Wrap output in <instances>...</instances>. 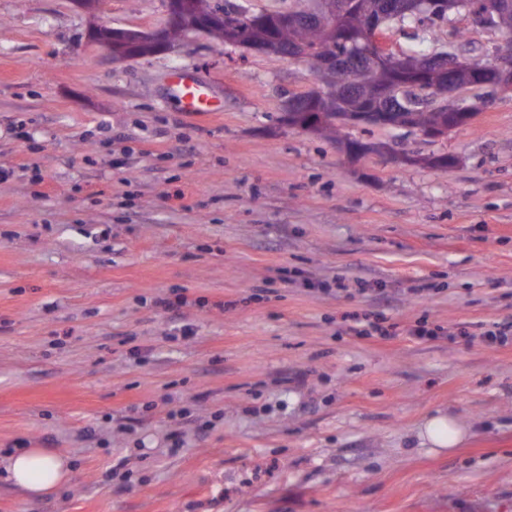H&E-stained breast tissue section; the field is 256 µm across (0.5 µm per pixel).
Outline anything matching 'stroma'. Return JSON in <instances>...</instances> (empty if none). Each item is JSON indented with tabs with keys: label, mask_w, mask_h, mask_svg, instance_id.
I'll return each mask as SVG.
<instances>
[{
	"label": "stroma",
	"mask_w": 512,
	"mask_h": 512,
	"mask_svg": "<svg viewBox=\"0 0 512 512\" xmlns=\"http://www.w3.org/2000/svg\"><path fill=\"white\" fill-rule=\"evenodd\" d=\"M90 23L0 0V455L73 469L36 499L0 475V512H512V340L468 338L512 321V94L435 141L352 127L393 149L354 158L286 124L303 62L202 34L115 62ZM177 70L223 111L182 112ZM438 410L458 448L419 438ZM385 322H387L385 318H381L375 323L362 324V322H356L354 325L349 326V331L356 336H373L372 333H375L383 339L396 336V325H382Z\"/></svg>",
	"instance_id": "1"
}]
</instances>
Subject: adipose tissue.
<instances>
[{
  "instance_id": "obj_1",
  "label": "adipose tissue",
  "mask_w": 512,
  "mask_h": 512,
  "mask_svg": "<svg viewBox=\"0 0 512 512\" xmlns=\"http://www.w3.org/2000/svg\"><path fill=\"white\" fill-rule=\"evenodd\" d=\"M468 435L465 427L446 413L427 418L418 436L434 448L452 449ZM0 470L20 492L31 498L57 493L71 481L68 459L45 448H17L0 456Z\"/></svg>"
}]
</instances>
